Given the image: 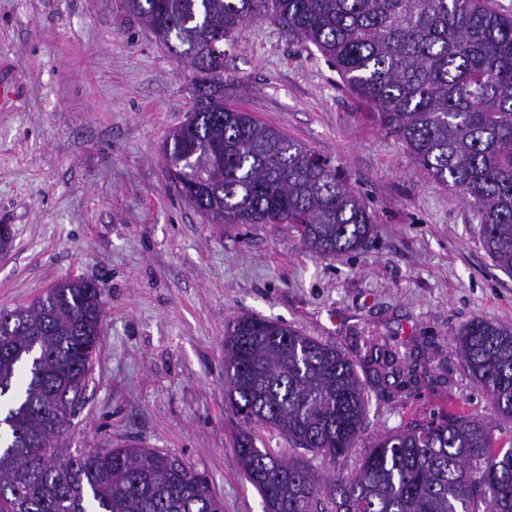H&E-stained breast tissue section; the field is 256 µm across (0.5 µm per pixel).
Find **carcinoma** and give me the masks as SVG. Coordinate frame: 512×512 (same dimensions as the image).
<instances>
[{"label":"carcinoma","mask_w":512,"mask_h":512,"mask_svg":"<svg viewBox=\"0 0 512 512\" xmlns=\"http://www.w3.org/2000/svg\"><path fill=\"white\" fill-rule=\"evenodd\" d=\"M127 11L201 73L186 121L163 143L171 181L226 224H292L325 257L361 250L372 214L343 172L224 98V47L271 20L310 43L343 86L455 192L494 266L512 275V15L492 0H127ZM0 320V512H218L207 479L156 448L66 454L58 394L87 387L83 346L97 338L101 294L64 280ZM454 342L494 421L512 422V325L476 317ZM427 373L411 351L370 342L362 356L290 325L241 314L224 328V395L242 415L234 448L264 512H512V438L433 414L375 438L356 472H336L361 440L360 375L404 388ZM288 448L256 446L254 427ZM305 451L327 463L313 468Z\"/></svg>","instance_id":"cac0c4a2"}]
</instances>
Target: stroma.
<instances>
[{"label":"stroma","mask_w":512,"mask_h":512,"mask_svg":"<svg viewBox=\"0 0 512 512\" xmlns=\"http://www.w3.org/2000/svg\"><path fill=\"white\" fill-rule=\"evenodd\" d=\"M231 97L339 167L374 216L354 253L319 257L288 224H215L160 157L191 107V73L121 0H0V309L65 279L104 290L102 344L63 444L138 442L206 476L224 512H263L224 399V324L246 313L353 351L384 336L429 361L404 389L367 384L366 437L442 411L489 419L453 336L512 324V277L459 198L340 84L311 44L244 24L224 57Z\"/></svg>","instance_id":"1"}]
</instances>
